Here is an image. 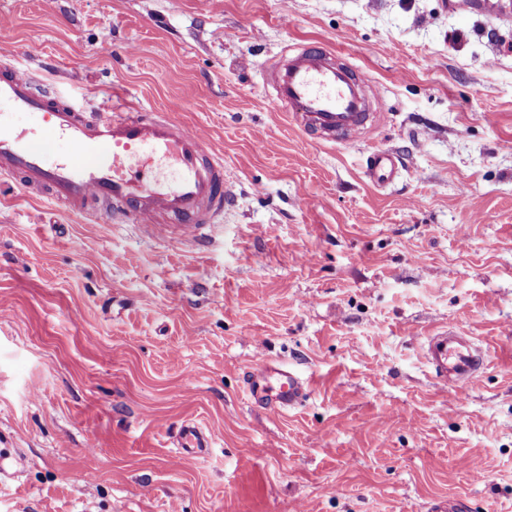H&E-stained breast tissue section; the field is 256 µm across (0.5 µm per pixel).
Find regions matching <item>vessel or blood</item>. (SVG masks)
<instances>
[{
  "label": "vessel or blood",
  "mask_w": 512,
  "mask_h": 512,
  "mask_svg": "<svg viewBox=\"0 0 512 512\" xmlns=\"http://www.w3.org/2000/svg\"><path fill=\"white\" fill-rule=\"evenodd\" d=\"M321 43L288 48L268 74L275 100L288 106L294 123L323 144L337 137L357 141L367 128V77ZM0 104L33 115L36 130L16 128L0 113V178L19 180L30 196L61 201L96 223L153 226L159 233L197 235L217 224L231 207L234 189L224 177V157L205 128L161 112L107 110L87 114L54 93L36 92L31 76L0 65ZM68 144L65 155L38 143L37 132ZM397 158L372 152L367 176L377 186L391 183ZM424 355L437 378L453 381L458 396L483 366L470 340L443 331L429 337ZM309 383L295 371L264 368L246 379V394L259 407L285 410L303 400ZM211 433L184 425L182 448H207Z\"/></svg>",
  "instance_id": "obj_1"
}]
</instances>
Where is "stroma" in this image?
Segmentation results:
<instances>
[{"label":"stroma","instance_id":"obj_1","mask_svg":"<svg viewBox=\"0 0 512 512\" xmlns=\"http://www.w3.org/2000/svg\"><path fill=\"white\" fill-rule=\"evenodd\" d=\"M337 49L385 122L323 145L273 98L287 45ZM87 111L206 128L235 186L203 239L0 203V512H512V19L448 0H0V61ZM401 158L394 185L364 175ZM485 366L465 399L440 327ZM310 382L289 411L245 371ZM210 429L209 448L174 429ZM97 472L85 476L87 454ZM484 472L474 479L464 460ZM397 158L387 149H377L372 152L367 164V176L376 186L391 183L397 174ZM424 355L427 364L437 378L455 383L457 395L466 394V386L475 378L483 366L482 352L463 336L442 331L436 336H429ZM214 442L211 432H206L195 423L184 425L177 436L180 448H209Z\"/></svg>","mask_w":512,"mask_h":512}]
</instances>
